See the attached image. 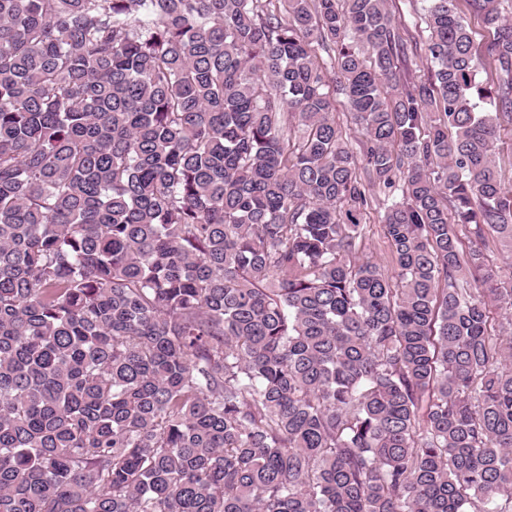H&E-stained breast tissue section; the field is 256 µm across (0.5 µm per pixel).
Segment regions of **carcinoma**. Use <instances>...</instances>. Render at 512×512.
Returning a JSON list of instances; mask_svg holds the SVG:
<instances>
[{
    "mask_svg": "<svg viewBox=\"0 0 512 512\" xmlns=\"http://www.w3.org/2000/svg\"><path fill=\"white\" fill-rule=\"evenodd\" d=\"M425 2L400 91L387 0H0V512L512 509V0ZM409 61L407 62L403 74L402 86H412L414 83L426 80L430 77L431 72L428 69L425 60L409 51ZM335 118L336 122L341 126L343 135L351 148H353L354 151H358V144L362 135L359 128L351 121L350 115L344 106V98L342 95H336ZM512 126L501 131L497 146V160L506 187H512ZM371 193L374 202L372 208L368 209L361 218V223L367 224V229L356 253V259L377 263L385 272L393 274L395 265L392 262L389 245L382 232L383 196L378 194L377 188H374Z\"/></svg>",
    "mask_w": 512,
    "mask_h": 512,
    "instance_id": "1",
    "label": "carcinoma"
}]
</instances>
